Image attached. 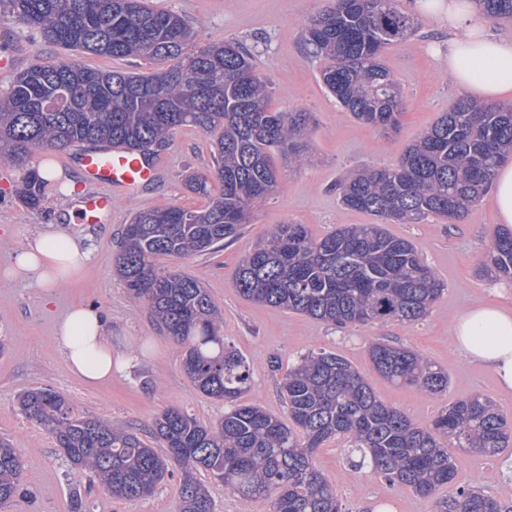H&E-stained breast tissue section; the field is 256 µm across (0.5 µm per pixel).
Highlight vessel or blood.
I'll return each instance as SVG.
<instances>
[{
  "label": "vessel or blood",
  "mask_w": 512,
  "mask_h": 512,
  "mask_svg": "<svg viewBox=\"0 0 512 512\" xmlns=\"http://www.w3.org/2000/svg\"><path fill=\"white\" fill-rule=\"evenodd\" d=\"M75 158L83 175L79 220L84 224L99 223L101 215L111 211L113 190L135 189L155 175L154 167L128 152L80 149Z\"/></svg>",
  "instance_id": "vessel-or-blood-1"
}]
</instances>
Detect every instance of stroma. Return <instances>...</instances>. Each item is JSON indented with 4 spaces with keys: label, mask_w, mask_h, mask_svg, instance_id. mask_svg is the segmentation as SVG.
Wrapping results in <instances>:
<instances>
[{
    "label": "stroma",
    "mask_w": 512,
    "mask_h": 512,
    "mask_svg": "<svg viewBox=\"0 0 512 512\" xmlns=\"http://www.w3.org/2000/svg\"><path fill=\"white\" fill-rule=\"evenodd\" d=\"M159 7L181 14L196 34L198 45L219 39L242 42L254 55L257 73L273 87L270 106L276 111L303 110L313 116L302 147L308 156L297 165L278 154L274 164L280 193L259 205L240 237L221 251L186 259L159 257L161 266L197 278L224 316V339L246 357L253 381L243 400L278 418L286 408L280 397V374L271 372L270 356L282 365L320 350L337 353L362 372L376 397L404 411L415 423L428 425L441 406L480 394L491 399L512 422V392H503L494 375L467 362L454 349L451 329L467 309L489 303L512 306V283L483 275L482 263L497 228L491 200L472 208L460 221L431 217L418 224H391V235L416 243L423 259L445 289L430 313L414 323L389 322L341 328L309 316L261 305L241 296L232 283L233 271L248 248L273 225L290 221L306 225L323 237L346 224H370L374 218L342 206L337 180L362 168L395 162L419 133L447 112L462 91L431 54L447 36L440 19L422 18L405 40L390 45L382 61L399 85L405 111L397 133L386 136L359 124L325 90L322 60L305 47L304 21L320 12L325 0H156ZM0 47L11 52L10 70L0 69V97L36 59H60L64 50L44 42L36 31L11 21L0 22ZM212 137L197 129L178 130L153 155L159 174L133 192L112 194L105 222L81 224L78 201L55 184L43 191L42 209L27 207L18 197L24 172L0 163V256L21 251L46 225L80 236L94 259L55 289V300L44 303L39 288L20 279H0V438L22 452V482L29 498L0 507V512H71V497L81 493L87 512H176L180 479L160 483L145 499L117 501L71 469L51 434L21 412L18 396L34 387L66 396L76 415H97L113 428L148 437L154 419L175 407L209 424L224 414L223 401L204 395L185 374L182 350L162 332L149 310L135 300L114 272L123 232L134 212L163 205L198 209L204 197L188 192L184 177L207 172L212 163ZM73 305L93 306L112 322V349L136 356L133 367L111 381L91 386L74 374L55 341V325ZM385 342L411 349L448 374V392L431 396L416 387L398 385L377 374L368 355L370 344ZM319 469L335 486L342 512H371L387 504L391 512H435L436 502L454 497L459 483L481 487L495 499L512 503V444L492 458L455 451L458 483L422 497L401 484L386 481L370 468L357 469L346 441H331L314 454Z\"/></svg>",
    "instance_id": "35a3bbf8"
}]
</instances>
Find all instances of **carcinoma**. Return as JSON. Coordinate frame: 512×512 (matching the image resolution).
<instances>
[{
  "label": "carcinoma",
  "instance_id": "1",
  "mask_svg": "<svg viewBox=\"0 0 512 512\" xmlns=\"http://www.w3.org/2000/svg\"><path fill=\"white\" fill-rule=\"evenodd\" d=\"M490 20L511 19L512 0H478ZM0 20L37 30L49 43L112 58L164 60L151 73L102 71L76 60H37L0 99V161L26 170L24 202L40 205L44 180L32 167L38 151L90 145L138 152L191 126L216 140L213 169L185 187L208 198L196 210H138L123 233L116 274L183 352L187 376L205 395L224 401V417L205 425L177 408L153 422L166 445L158 453L137 433L98 418L76 417L70 401L49 389L19 397L31 421L49 431L74 470L94 473L117 500L152 494L169 472L182 470L178 512H213L205 472L242 500L264 496L272 512H342L336 488L319 470L315 450L346 439L372 470L391 483L431 496L456 481L452 449L494 456L512 440V425L491 400L474 395L445 405L421 427L379 401L367 379L334 352H311L282 369L288 421L242 402L252 382L246 358L224 342V318L196 278L160 268L158 256L185 258L241 235L254 209L280 190L274 153L302 164L308 112H274L269 83L239 42L192 48L185 20L148 0H0ZM397 0H327L304 25L311 54L330 64L327 90L359 123L389 135L398 130L402 92L382 53L418 27ZM512 153V106L459 97L390 165L372 164L339 181L341 204L380 222L418 224L430 216L461 219L481 202L497 167ZM220 192L212 194V182ZM488 272L512 281V228L493 235ZM234 286L244 297L340 326L425 317L443 283L409 239L378 224H348L315 238L289 221L241 258ZM373 370L430 395L448 392V373L420 354L385 342L370 345ZM20 450L0 440V505L25 495ZM437 512H512L465 484L437 501Z\"/></svg>",
  "mask_w": 512,
  "mask_h": 512
}]
</instances>
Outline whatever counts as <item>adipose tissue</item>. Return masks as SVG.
Segmentation results:
<instances>
[{"label": "adipose tissue", "mask_w": 512, "mask_h": 512, "mask_svg": "<svg viewBox=\"0 0 512 512\" xmlns=\"http://www.w3.org/2000/svg\"><path fill=\"white\" fill-rule=\"evenodd\" d=\"M414 11L448 24L444 64L453 83L480 102L512 100V38L492 33L474 0H415ZM80 239L41 232L6 262L0 273L34 281L45 295L77 267L90 262ZM102 312L72 306L59 321L56 341L70 369L85 382L110 381L131 360L113 356L112 332ZM454 348L469 362L493 372L503 391H512V309L479 305L454 323Z\"/></svg>", "instance_id": "adipose-tissue-1"}]
</instances>
